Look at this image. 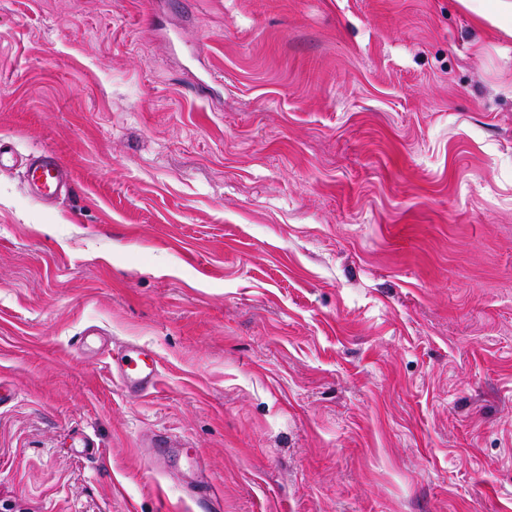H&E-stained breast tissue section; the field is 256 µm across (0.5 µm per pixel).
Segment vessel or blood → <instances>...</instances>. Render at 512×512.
<instances>
[{
  "mask_svg": "<svg viewBox=\"0 0 512 512\" xmlns=\"http://www.w3.org/2000/svg\"><path fill=\"white\" fill-rule=\"evenodd\" d=\"M22 162L30 192L40 201L57 199L70 181L69 170L57 154L43 151L18 159L15 151L0 142V168ZM161 372V363L149 349L130 344L114 359L112 375L131 395L142 396L154 388Z\"/></svg>",
  "mask_w": 512,
  "mask_h": 512,
  "instance_id": "1",
  "label": "vessel or blood"
}]
</instances>
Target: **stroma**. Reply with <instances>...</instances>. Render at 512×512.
<instances>
[{
  "label": "stroma",
  "instance_id": "1",
  "mask_svg": "<svg viewBox=\"0 0 512 512\" xmlns=\"http://www.w3.org/2000/svg\"><path fill=\"white\" fill-rule=\"evenodd\" d=\"M0 140L72 176L0 169V512H201L198 474L221 512H512L511 36L460 0H0ZM23 166L28 188L40 201L57 199L69 185V170L53 152L30 154L24 159ZM161 367L152 351L135 344L127 345L117 357L112 355L113 377L119 380L128 394L134 396L145 395L154 388Z\"/></svg>",
  "mask_w": 512,
  "mask_h": 512
}]
</instances>
